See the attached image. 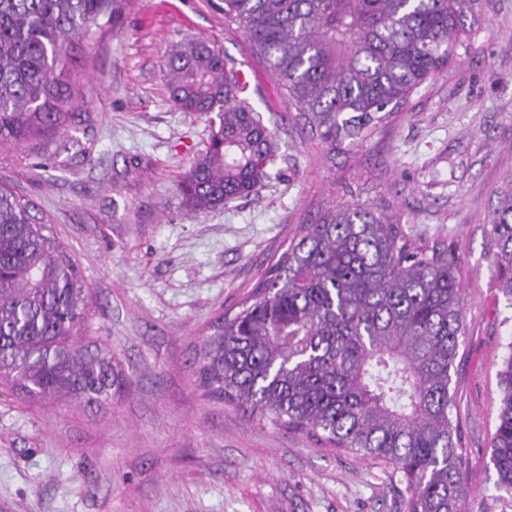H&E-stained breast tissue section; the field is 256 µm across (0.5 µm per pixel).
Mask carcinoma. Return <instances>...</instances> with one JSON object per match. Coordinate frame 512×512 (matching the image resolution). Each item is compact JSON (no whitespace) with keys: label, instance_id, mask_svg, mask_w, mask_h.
I'll return each mask as SVG.
<instances>
[{"label":"carcinoma","instance_id":"cac0c4a2","mask_svg":"<svg viewBox=\"0 0 512 512\" xmlns=\"http://www.w3.org/2000/svg\"><path fill=\"white\" fill-rule=\"evenodd\" d=\"M129 0H0V147L41 142L71 116L67 46L118 22ZM480 0H224L333 161L435 75L479 20ZM163 69L183 112L205 117L206 149L183 173L182 207L218 209L270 177L276 135L240 93L238 70L204 39ZM32 202L0 183V383L29 399L102 407L112 351L78 330L92 303L77 266ZM499 289L512 300V175L489 216ZM457 258L417 243L373 207L342 201L300 225L239 310L195 358L206 395L252 420L394 467L405 512H468L467 448L451 393L465 333ZM490 462L512 491V357Z\"/></svg>","mask_w":512,"mask_h":512}]
</instances>
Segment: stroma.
Wrapping results in <instances>:
<instances>
[{
	"mask_svg": "<svg viewBox=\"0 0 512 512\" xmlns=\"http://www.w3.org/2000/svg\"><path fill=\"white\" fill-rule=\"evenodd\" d=\"M481 21L447 72L362 142L327 161L276 75L222 0H132L74 42L77 98L64 130L0 153V181L36 205L94 305L83 340L111 350L120 387L104 408L0 396V512H404L392 467L205 398L193 362L300 224L355 200L415 239L444 238L465 287L466 334L451 370L471 512H512L490 463L512 355V303L485 229L512 174V0ZM204 38L235 63L243 98L270 118L279 154L256 193L185 211L178 184L208 142L205 119L170 99L164 59Z\"/></svg>",
	"mask_w": 512,
	"mask_h": 512,
	"instance_id": "1",
	"label": "stroma"
}]
</instances>
